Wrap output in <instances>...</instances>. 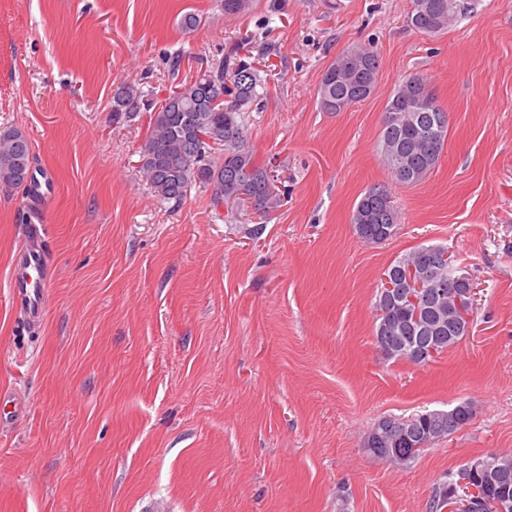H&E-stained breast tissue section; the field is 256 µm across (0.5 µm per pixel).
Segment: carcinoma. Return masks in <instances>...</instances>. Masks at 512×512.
I'll return each mask as SVG.
<instances>
[{
	"mask_svg": "<svg viewBox=\"0 0 512 512\" xmlns=\"http://www.w3.org/2000/svg\"><path fill=\"white\" fill-rule=\"evenodd\" d=\"M471 9L469 0H412L407 23L420 33L435 35L448 29L458 16ZM380 70V57L372 45H355L343 50L324 71L317 89L322 110L336 111V103L346 101L352 108L372 94ZM264 79L253 62L240 55V48L229 46L224 55L182 82L160 102L150 115L148 133L139 148L140 169L152 193L162 204L180 207L191 191L207 194L217 211L244 188L257 209L267 213L281 202V191L268 168L255 160L246 145L241 113L250 112L261 99ZM142 91L129 85L121 88V97L113 109L112 121L118 123L139 112ZM443 110L421 75L407 77L394 90L384 112L378 145L382 165L391 177L406 186H416L439 163L448 137V124L431 128L423 119L422 103ZM31 145L26 134L14 127L0 128V186L26 187L32 175ZM351 224L359 238L381 244L392 239L400 224V215L384 185L367 190L351 214ZM420 246L398 257L387 271L398 278L411 266L421 265ZM428 287L416 291L400 288L391 297L378 290L375 342L389 359L425 364L462 340L450 331L452 325L466 322L472 302L461 308L448 307V298L440 291L458 290L448 284V268L426 264ZM395 417H383L371 428L363 442V451L388 465L406 466L420 450L448 437V422L439 411L431 410L400 420L404 433L384 441L378 437L383 426ZM497 479L484 482L490 496L512 505V456L486 458ZM446 477L436 488L429 503L430 512H443L452 504L450 491L461 473Z\"/></svg>",
	"mask_w": 512,
	"mask_h": 512,
	"instance_id": "obj_1",
	"label": "carcinoma"
}]
</instances>
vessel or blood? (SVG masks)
I'll return each instance as SVG.
<instances>
[{
    "label": "vessel or blood",
    "mask_w": 512,
    "mask_h": 512,
    "mask_svg": "<svg viewBox=\"0 0 512 512\" xmlns=\"http://www.w3.org/2000/svg\"><path fill=\"white\" fill-rule=\"evenodd\" d=\"M12 304L30 321L42 320L49 295L47 254L38 232L17 252L9 279Z\"/></svg>",
    "instance_id": "b4317fda"
}]
</instances>
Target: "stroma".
<instances>
[{
    "label": "stroma",
    "instance_id": "stroma-1",
    "mask_svg": "<svg viewBox=\"0 0 512 512\" xmlns=\"http://www.w3.org/2000/svg\"><path fill=\"white\" fill-rule=\"evenodd\" d=\"M412 0H0V128L22 130L56 192L24 218L0 187V512H428L467 460L512 454V0H473L448 30ZM188 11L201 25L183 32ZM237 43L266 81L243 128L283 191L216 216L194 191L157 201L138 150L174 84ZM374 45L372 95L322 111L344 49ZM429 81L448 140L420 184L377 148L389 97ZM145 93L116 124L120 88ZM388 185L401 223L363 243L352 209ZM52 273L43 320L11 307L29 224ZM421 245L472 276L471 332L424 365L387 359L373 327L393 260ZM469 402L468 424L405 468L366 455L384 416Z\"/></svg>",
    "mask_w": 512,
    "mask_h": 512
}]
</instances>
